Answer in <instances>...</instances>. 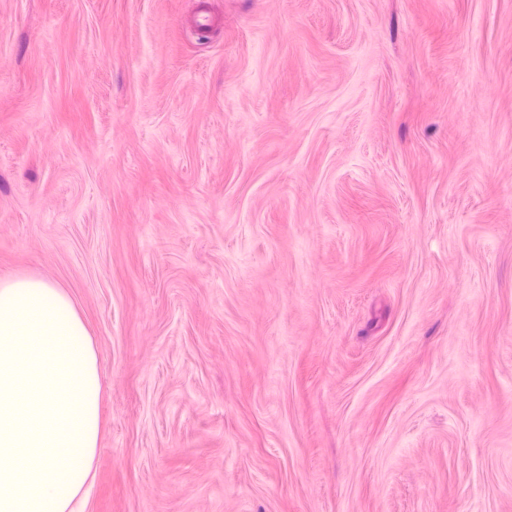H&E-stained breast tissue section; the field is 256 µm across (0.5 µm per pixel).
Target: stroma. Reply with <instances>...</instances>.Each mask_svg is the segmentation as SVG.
Instances as JSON below:
<instances>
[{"mask_svg": "<svg viewBox=\"0 0 512 512\" xmlns=\"http://www.w3.org/2000/svg\"><path fill=\"white\" fill-rule=\"evenodd\" d=\"M11 275L88 512H512V0H0Z\"/></svg>", "mask_w": 512, "mask_h": 512, "instance_id": "35a3bbf8", "label": "stroma"}]
</instances>
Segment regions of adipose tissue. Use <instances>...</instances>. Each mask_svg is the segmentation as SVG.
I'll list each match as a JSON object with an SVG mask.
<instances>
[{
  "instance_id": "adipose-tissue-1",
  "label": "adipose tissue",
  "mask_w": 512,
  "mask_h": 512,
  "mask_svg": "<svg viewBox=\"0 0 512 512\" xmlns=\"http://www.w3.org/2000/svg\"><path fill=\"white\" fill-rule=\"evenodd\" d=\"M91 333L70 295L0 280V512H85L101 436Z\"/></svg>"
}]
</instances>
